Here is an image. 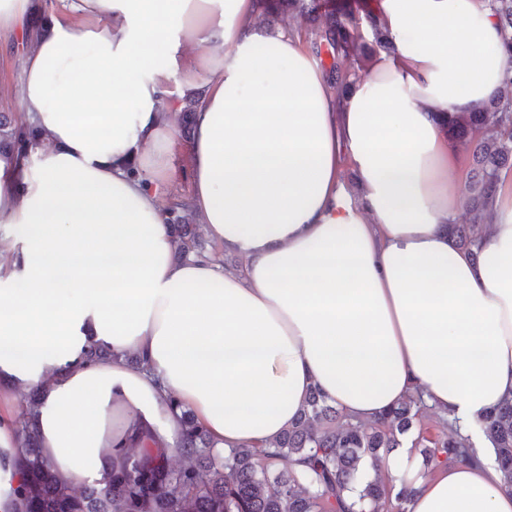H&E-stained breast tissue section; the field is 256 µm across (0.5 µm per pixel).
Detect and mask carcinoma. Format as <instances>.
<instances>
[{
  "mask_svg": "<svg viewBox=\"0 0 512 512\" xmlns=\"http://www.w3.org/2000/svg\"><path fill=\"white\" fill-rule=\"evenodd\" d=\"M498 17L503 47L512 58V0H491ZM262 17L268 21L285 15L301 19L311 36V49L325 69L331 86L340 94L351 85V70L344 62L364 65L392 42L374 19H369L373 40L358 33L356 14L363 0H270ZM448 139L473 147L474 167L467 197V224H448L456 247L480 254L481 229L490 218L493 197L504 172L512 171V97L492 100L472 112L448 117ZM37 135L12 114L0 113V151L28 155ZM168 228L177 243L176 256L199 254L196 234L186 217L185 205L173 199L167 206ZM425 408L421 397L409 396L371 421L354 420L328 402L313 387L305 406L279 438L265 449L233 448L224 455L212 452L214 442L194 414L182 411L183 464L145 443V434L130 438L127 459L112 470V487L102 490L84 485L79 491L61 482L43 460L37 441L24 417L16 421L24 483L23 512H391L393 485L381 475L359 493L360 508L346 505L357 465L368 458L382 461L380 451L401 447L400 436L417 422ZM482 430L495 448L498 468L512 489V401L488 412ZM426 465L432 469L469 455L470 439L454 431L424 436ZM286 459L281 471L277 462ZM303 463L298 470L294 463Z\"/></svg>",
  "mask_w": 512,
  "mask_h": 512,
  "instance_id": "cac0c4a2",
  "label": "carcinoma"
}]
</instances>
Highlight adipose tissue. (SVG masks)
I'll return each instance as SVG.
<instances>
[{
	"label": "adipose tissue",
	"mask_w": 512,
	"mask_h": 512,
	"mask_svg": "<svg viewBox=\"0 0 512 512\" xmlns=\"http://www.w3.org/2000/svg\"><path fill=\"white\" fill-rule=\"evenodd\" d=\"M490 2L374 0L394 50L343 96L298 28L257 33L259 0L52 8L0 88L41 136L0 153V512L20 508L17 389L40 393L43 459L102 488L132 427L173 455L186 409L216 453L269 445L314 385L358 420L417 390L457 419L469 458L418 476L406 512H512L480 428L512 400V196L479 257L448 233V117L502 96L512 66ZM32 13L0 0V45ZM193 93L185 203L238 270L175 258L162 199Z\"/></svg>",
	"instance_id": "1"
}]
</instances>
